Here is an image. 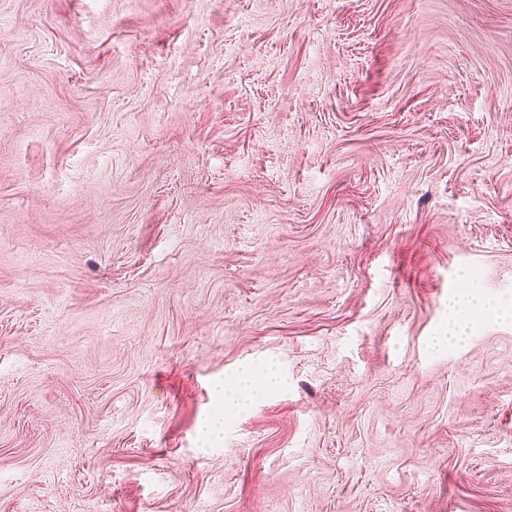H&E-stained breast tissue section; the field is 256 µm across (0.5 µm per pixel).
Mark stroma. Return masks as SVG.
Instances as JSON below:
<instances>
[{
	"instance_id": "obj_1",
	"label": "stroma",
	"mask_w": 512,
	"mask_h": 512,
	"mask_svg": "<svg viewBox=\"0 0 512 512\" xmlns=\"http://www.w3.org/2000/svg\"><path fill=\"white\" fill-rule=\"evenodd\" d=\"M466 273L512 306V0H0V512H512ZM486 303L469 294L466 289L448 297V326L439 335L433 338V348L447 349L448 344L461 341L469 326V320L463 315V310L473 306H484Z\"/></svg>"
}]
</instances>
